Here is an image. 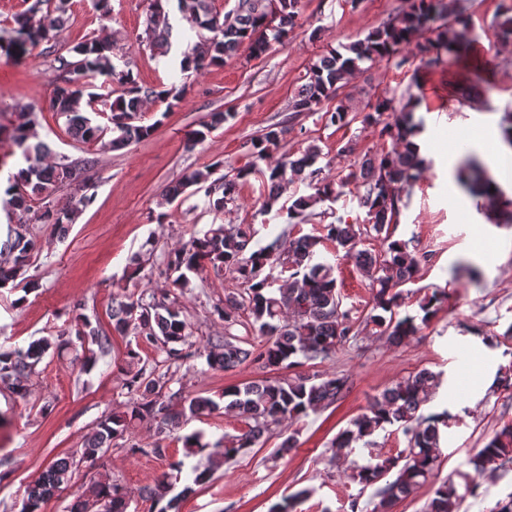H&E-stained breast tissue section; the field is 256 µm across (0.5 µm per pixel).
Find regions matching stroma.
<instances>
[{
    "label": "stroma",
    "instance_id": "stroma-1",
    "mask_svg": "<svg viewBox=\"0 0 512 512\" xmlns=\"http://www.w3.org/2000/svg\"><path fill=\"white\" fill-rule=\"evenodd\" d=\"M111 5L112 19L105 23L91 0H71L62 46L109 32L128 47L126 60L140 85L158 90L174 83L187 85L173 110L159 101L146 104L142 121L157 129L140 142L104 149L67 133L63 119L49 107L57 73L55 55L45 46L28 49L18 60L0 57V126L10 125L15 108H34L38 136L52 157L90 162L86 176L95 194L66 235L31 221L36 249L26 274L15 287L0 289V352L27 348L42 338L74 339L83 318L101 327L111 343L88 367L75 361L73 351L49 350L27 379L26 398L0 385V512H20L26 485L52 460L82 448L102 416L124 410L127 397L115 359L132 346L144 360L156 357L155 346L113 328L108 317L113 297L170 288L164 255L209 225H253L262 245L285 225L277 212H259L268 193L261 173L239 181L237 201L226 210L210 208L201 192L162 204L160 193L166 185L185 171L215 161L221 164L220 175L233 176L250 163L252 141L277 123L288 125L281 153L297 156L307 145H318L319 166L338 179L353 170L357 156L390 146L378 126L358 119L347 126H331L320 112H291L289 102L320 56L365 37L406 10L409 0H301L300 15L285 44L272 45L257 57L241 47L224 65L187 78L180 73L179 61L196 39L185 35L186 23L177 7L169 9L172 49L161 57L139 45L148 0H111ZM467 6V59H446L424 69L414 48L405 47L399 55L406 57L405 65H398V57L363 64L339 90L337 100L322 104L328 110L340 100L358 116L382 94L400 105L417 99L416 112L425 122L421 150L431 168L405 198L391 232L394 238L413 240L431 255L416 279L402 288L403 313L420 316V298L441 288L448 298L436 316L399 344L377 336L374 327H361L357 340L340 346L335 356L305 364L303 370L309 374L346 375L348 392L328 408L272 427L263 444L242 449L228 463L210 465L204 452L186 455L182 443L173 439L165 441L163 455L153 454L155 426L145 421L129 436L111 442L96 467L76 470L68 485L43 502L41 512H69L78 492L105 474L123 487L132 512H148L150 504L141 491L154 486L174 460L184 461L189 469H212L208 483L180 499V512H270L274 504L303 489L309 495L295 512H350L354 499L361 512H371L374 489L354 481L352 474L371 457L397 455L407 446L405 437L391 426L378 432L369 448L339 450L332 442L374 396L423 369L441 376L425 412L446 409L452 418L444 431L438 469L392 512H424L435 489L448 479L475 487L459 512H490L498 501L512 496V466L478 475L469 463L487 433L512 423V392L492 386L498 368L512 366V340L493 348L483 342L512 325V224L489 223L476 210L454 177L458 155L447 150L449 132H456L453 142L458 148L472 146L474 134L498 131L505 109H512V40L499 38L496 27L498 15L512 6V0H468ZM213 112H227L231 118L204 142L187 148V131L198 128ZM349 141L355 152L342 155L340 149ZM159 212L165 213V220L151 221V214ZM139 252L149 259L135 277L129 263ZM323 253L336 266L343 309L353 318H364L372 306L368 281L332 245H325ZM462 260L483 270L481 284H472L456 271ZM242 290L231 275L208 268L193 277L187 291L177 293L176 304L200 352L180 368L184 395L216 398L224 388L268 377V370L254 363L224 371L209 368L204 359L225 332L217 307L223 306L226 294ZM245 427L236 414L218 410L184 417L180 431L199 432L204 441L214 443ZM291 435L297 438V447L278 455L279 445Z\"/></svg>",
    "mask_w": 512,
    "mask_h": 512
}]
</instances>
